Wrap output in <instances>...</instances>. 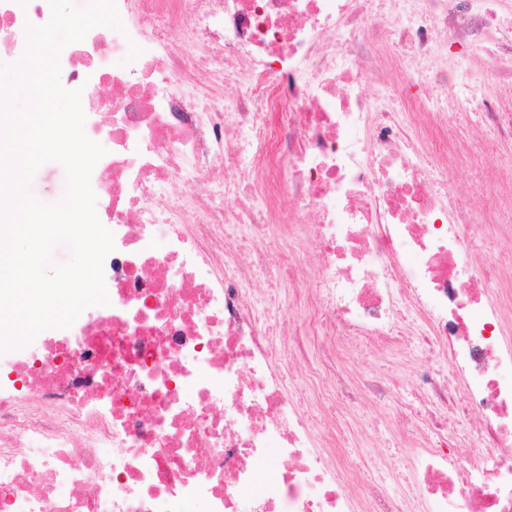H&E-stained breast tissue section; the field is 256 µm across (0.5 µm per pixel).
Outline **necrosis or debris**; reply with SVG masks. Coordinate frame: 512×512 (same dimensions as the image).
<instances>
[{"label":"necrosis or debris","mask_w":512,"mask_h":512,"mask_svg":"<svg viewBox=\"0 0 512 512\" xmlns=\"http://www.w3.org/2000/svg\"><path fill=\"white\" fill-rule=\"evenodd\" d=\"M511 3L115 0L122 29L67 45L107 150L109 302L9 361L0 512H512V290H488L512 247L472 259L512 239V165L471 133L512 143ZM51 14L0 0V59ZM463 163L494 196L453 202ZM362 347L399 356L407 396L341 370ZM366 399L396 405L412 492L350 479Z\"/></svg>","instance_id":"4bbe7bcc"}]
</instances>
